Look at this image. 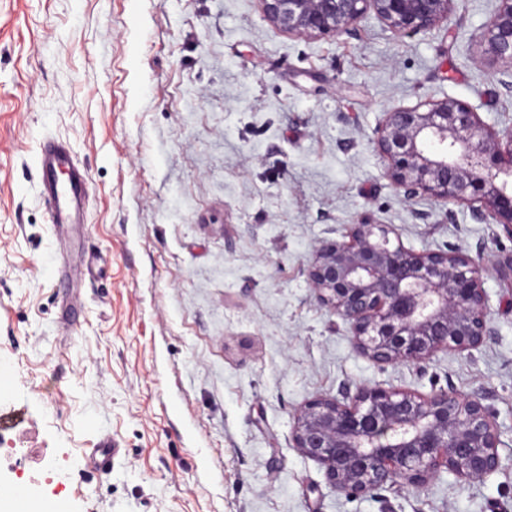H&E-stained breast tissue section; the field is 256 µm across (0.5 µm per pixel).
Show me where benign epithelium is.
<instances>
[{"mask_svg":"<svg viewBox=\"0 0 512 512\" xmlns=\"http://www.w3.org/2000/svg\"><path fill=\"white\" fill-rule=\"evenodd\" d=\"M266 19L298 38L352 34L372 13L393 34L431 32L457 0H260ZM498 5L477 38L480 57L512 77V0ZM372 144L405 199L426 197L469 209L473 220L512 236V132L486 124L457 99L383 113ZM381 224H353L323 242L308 266L317 302L349 326L356 352L377 365L417 364L440 351L477 349L494 334L482 288L483 261L448 247L415 252ZM512 288V255L493 258ZM292 441L327 483L364 495L395 481L416 489L446 471L470 483L501 466L504 442L478 396L441 390L358 387L317 395L294 415Z\"/></svg>","mask_w":512,"mask_h":512,"instance_id":"benign-epithelium-1","label":"benign epithelium"}]
</instances>
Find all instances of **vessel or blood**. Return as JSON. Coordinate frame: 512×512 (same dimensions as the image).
<instances>
[{"mask_svg":"<svg viewBox=\"0 0 512 512\" xmlns=\"http://www.w3.org/2000/svg\"><path fill=\"white\" fill-rule=\"evenodd\" d=\"M37 167L42 189L53 204V223H74L76 205L86 189L85 174L72 167L66 148L53 141L44 144ZM63 168L68 171V178L64 181L57 176L58 170Z\"/></svg>","mask_w":512,"mask_h":512,"instance_id":"obj_1","label":"vessel or blood"}]
</instances>
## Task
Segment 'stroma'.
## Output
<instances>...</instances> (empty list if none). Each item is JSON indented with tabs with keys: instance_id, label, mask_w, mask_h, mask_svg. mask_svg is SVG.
I'll return each instance as SVG.
<instances>
[{
	"instance_id": "stroma-1",
	"label": "stroma",
	"mask_w": 512,
	"mask_h": 512,
	"mask_svg": "<svg viewBox=\"0 0 512 512\" xmlns=\"http://www.w3.org/2000/svg\"><path fill=\"white\" fill-rule=\"evenodd\" d=\"M448 27L296 38L259 0H0V488L37 512H512V293L483 276L492 338L378 366L320 306L314 250L362 218L417 252L512 255L467 208L405 200L371 139L385 110L469 103L512 130V91ZM87 176L56 225L36 155ZM479 394L498 471L351 496L294 448L297 410L342 386ZM107 470L85 466L102 437Z\"/></svg>"
}]
</instances>
